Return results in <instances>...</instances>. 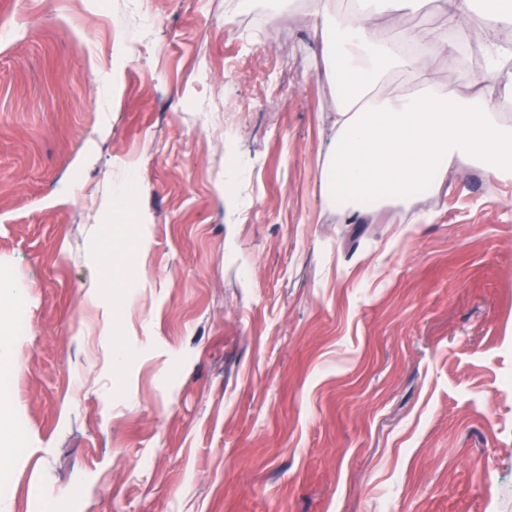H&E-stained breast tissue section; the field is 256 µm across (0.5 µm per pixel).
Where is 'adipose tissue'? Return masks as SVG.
I'll use <instances>...</instances> for the list:
<instances>
[{
	"label": "adipose tissue",
	"mask_w": 512,
	"mask_h": 512,
	"mask_svg": "<svg viewBox=\"0 0 512 512\" xmlns=\"http://www.w3.org/2000/svg\"><path fill=\"white\" fill-rule=\"evenodd\" d=\"M429 1L357 0L352 14L341 17L331 0H321L315 15L325 76L336 88L335 149L325 162V188L348 220L369 203L404 204L421 188L442 189L466 166L512 178V123L497 110L498 103H512V81L496 79L512 63V52L496 38L512 27V0H484L481 34L489 61L470 75L478 89L470 97L419 64L433 52L456 69L461 46L474 34L465 19L468 0H433L441 22L422 34L393 39L372 22L376 14L419 12ZM395 75L409 77L415 92L384 95Z\"/></svg>",
	"instance_id": "obj_1"
}]
</instances>
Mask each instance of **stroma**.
<instances>
[{"instance_id": "stroma-1", "label": "stroma", "mask_w": 512, "mask_h": 512, "mask_svg": "<svg viewBox=\"0 0 512 512\" xmlns=\"http://www.w3.org/2000/svg\"><path fill=\"white\" fill-rule=\"evenodd\" d=\"M315 10L0 0L11 512H512V182L344 223Z\"/></svg>"}]
</instances>
